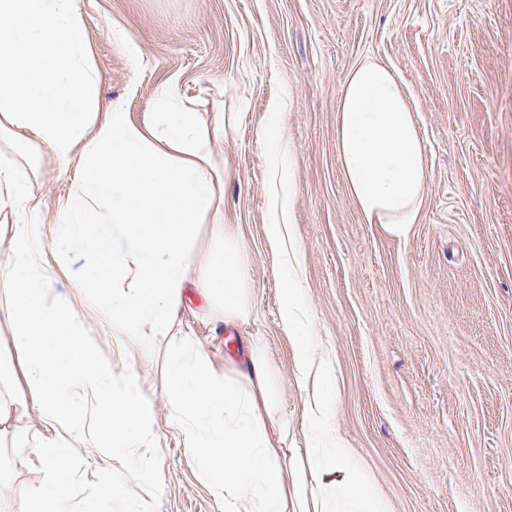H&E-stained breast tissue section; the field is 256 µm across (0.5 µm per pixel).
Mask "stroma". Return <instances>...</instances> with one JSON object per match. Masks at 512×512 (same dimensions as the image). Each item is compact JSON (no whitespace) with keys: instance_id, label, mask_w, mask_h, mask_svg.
I'll return each instance as SVG.
<instances>
[{"instance_id":"35a3bbf8","label":"stroma","mask_w":512,"mask_h":512,"mask_svg":"<svg viewBox=\"0 0 512 512\" xmlns=\"http://www.w3.org/2000/svg\"><path fill=\"white\" fill-rule=\"evenodd\" d=\"M102 103L133 115L176 83L202 117L230 123L215 161L224 212L240 227L252 316L224 323L186 291L182 319L216 368L243 366L265 340L288 447L304 445L307 391L280 320L285 249L266 234L279 194L258 132L286 102L283 144L295 161L290 235L300 246L304 311L333 364V421L391 512H512V0H78ZM139 54L130 57L126 46ZM404 84L419 114L429 179L422 217L402 239L364 223L336 151L345 77L365 56ZM50 300L86 319L96 354L137 373L156 398L161 452L149 512H223L183 435L168 426L165 364L180 337L155 340L132 366L103 336L69 280ZM0 440V512H28L46 476L28 447L43 428L22 407ZM99 453L79 449L67 493L96 505Z\"/></svg>"}]
</instances>
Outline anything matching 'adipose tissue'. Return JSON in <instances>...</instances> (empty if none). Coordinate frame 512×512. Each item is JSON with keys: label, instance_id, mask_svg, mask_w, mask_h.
<instances>
[{"label": "adipose tissue", "instance_id": "ef3b65f1", "mask_svg": "<svg viewBox=\"0 0 512 512\" xmlns=\"http://www.w3.org/2000/svg\"><path fill=\"white\" fill-rule=\"evenodd\" d=\"M99 84L77 0H0V211L13 216L0 253V312L14 350L0 355V384L24 373L17 398L45 429L31 453L47 482L30 512H85L63 493L80 446L120 456L129 479L143 485L161 447L154 398L134 374L115 375L94 353L73 308L48 305L69 272L64 257L80 254L92 268L80 288L134 363L171 331L187 289L199 290L225 321L251 313L238 227L224 216V172L214 160L223 113L203 121L167 82L136 118L123 103L101 104ZM336 150L365 223L406 237L422 212L425 144L403 84L378 58L364 57L345 78ZM33 153L67 184L52 224L40 218ZM202 218L223 250L197 255ZM281 279L280 318L294 327L297 364L309 373L316 359L301 290L290 269ZM166 370L171 422L224 512H388L353 448L324 421L328 375L305 415V447L286 452L270 441L274 433L287 441L288 422L275 407L262 339L251 342L244 368L221 377L200 349L172 354ZM129 479L99 470L101 512H132Z\"/></svg>", "mask_w": 512, "mask_h": 512}]
</instances>
